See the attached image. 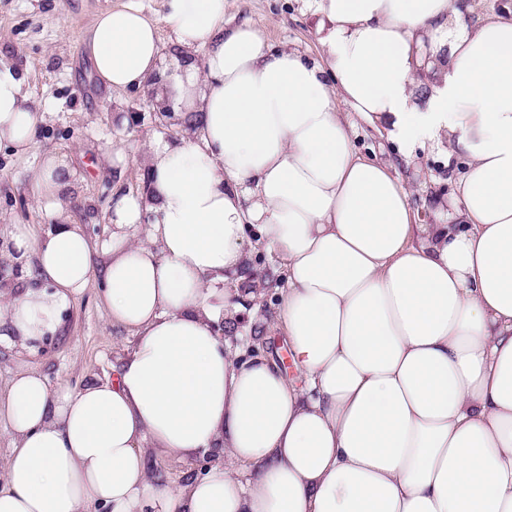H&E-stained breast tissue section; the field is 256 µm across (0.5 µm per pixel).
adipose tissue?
<instances>
[{
  "label": "adipose tissue",
  "instance_id": "ef3b65f1",
  "mask_svg": "<svg viewBox=\"0 0 512 512\" xmlns=\"http://www.w3.org/2000/svg\"><path fill=\"white\" fill-rule=\"evenodd\" d=\"M224 4L166 0L169 56L132 4L86 36L103 85L159 76L185 131L150 145L145 191L116 192L102 246L59 152L33 176L48 224L0 239L28 274L0 285V346L39 354L98 249L105 315L134 339L111 380L14 374L0 512H512V0L474 25L457 0H308L317 60L225 26ZM345 104L405 150L447 139L465 165L447 223H415ZM44 120L0 60V146L25 155ZM254 237L283 260L267 330L293 378L217 331L262 295L244 278ZM154 453L214 464L165 483Z\"/></svg>",
  "mask_w": 512,
  "mask_h": 512
}]
</instances>
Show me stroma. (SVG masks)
Returning <instances> with one entry per match:
<instances>
[{"mask_svg":"<svg viewBox=\"0 0 512 512\" xmlns=\"http://www.w3.org/2000/svg\"><path fill=\"white\" fill-rule=\"evenodd\" d=\"M132 3L160 24L164 47H171L163 27L165 0H0V58L26 73L32 92L45 112L35 148L18 157L0 151V237L15 224H44L48 217L32 195L34 170L41 153L56 149L69 156L77 170L70 198L71 211L94 243L108 239L112 195L116 190H145L141 157L154 140L182 134L183 124L152 102L147 91L116 92L95 76L84 40L97 15ZM224 18L237 24L251 21L270 41L314 58L319 54L318 19L306 0H226ZM354 142L366 157L393 164L409 192L414 220L442 224L462 166L448 158L447 140H428L403 158L384 131L362 119L354 121ZM123 145V166L104 164L103 154ZM275 254L253 252L246 271L259 281L263 297L247 303L232 330L249 340L265 331V321L278 305L277 291L284 279L273 276ZM133 339L113 328L101 306L97 288H87L73 302L61 338L46 345L33 359L0 347V389L19 369H31L50 383L77 389L110 377L112 365Z\"/></svg>","mask_w":512,"mask_h":512,"instance_id":"obj_1","label":"stroma"}]
</instances>
